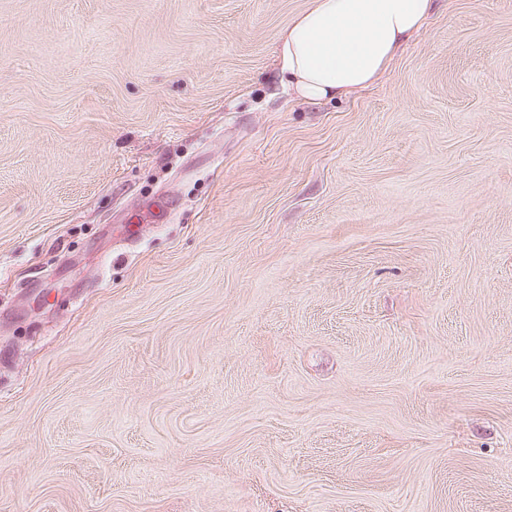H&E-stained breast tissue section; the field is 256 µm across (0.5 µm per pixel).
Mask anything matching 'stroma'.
<instances>
[{
  "label": "stroma",
  "instance_id": "1",
  "mask_svg": "<svg viewBox=\"0 0 512 512\" xmlns=\"http://www.w3.org/2000/svg\"><path fill=\"white\" fill-rule=\"evenodd\" d=\"M309 3L0 0V512H512V0ZM275 40L281 84L316 104L375 82L437 0H310Z\"/></svg>",
  "mask_w": 512,
  "mask_h": 512
}]
</instances>
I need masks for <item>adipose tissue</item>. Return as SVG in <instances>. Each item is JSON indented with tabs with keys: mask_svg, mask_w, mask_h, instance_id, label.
Instances as JSON below:
<instances>
[{
	"mask_svg": "<svg viewBox=\"0 0 512 512\" xmlns=\"http://www.w3.org/2000/svg\"><path fill=\"white\" fill-rule=\"evenodd\" d=\"M436 0H311L275 40L281 84L316 104L375 82Z\"/></svg>",
	"mask_w": 512,
	"mask_h": 512,
	"instance_id": "adipose-tissue-1",
	"label": "adipose tissue"
}]
</instances>
